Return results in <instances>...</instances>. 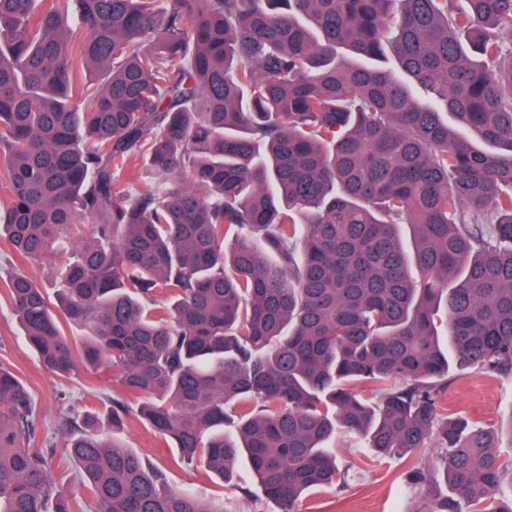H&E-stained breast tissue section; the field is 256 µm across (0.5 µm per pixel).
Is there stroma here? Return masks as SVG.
<instances>
[{"label": "stroma", "mask_w": 512, "mask_h": 512, "mask_svg": "<svg viewBox=\"0 0 512 512\" xmlns=\"http://www.w3.org/2000/svg\"><path fill=\"white\" fill-rule=\"evenodd\" d=\"M1 361L10 363L34 393L40 417L38 434L59 449L68 442L65 430L55 424L60 414L72 408L98 412L112 397L111 383L86 372L68 378L47 372L26 347L22 329L3 299ZM442 401L448 411L462 414L476 425L492 426L512 417V379L454 369L448 375ZM118 440L162 471L170 490H191L223 506L224 512H280L279 505L264 496L247 464L238 465L235 484L225 483L202 463H182L176 449L165 447L162 439L135 417L126 420ZM333 446L344 471L340 482L306 493L297 512H410L413 502L403 477L408 467L406 457L375 455L363 447L356 434L344 430L337 434Z\"/></svg>", "instance_id": "35a3bbf8"}]
</instances>
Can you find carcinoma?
I'll list each match as a JSON object with an SVG mask.
<instances>
[{"label":"carcinoma","instance_id":"1","mask_svg":"<svg viewBox=\"0 0 512 512\" xmlns=\"http://www.w3.org/2000/svg\"><path fill=\"white\" fill-rule=\"evenodd\" d=\"M507 33L512 0H0V238L58 310L0 281L46 371L112 378L106 421L59 417L92 512H224L108 436L131 415L281 512L338 483L341 429L437 450L415 512H512V416L441 405L453 366L512 376ZM37 435L1 362L0 512H84ZM14 264L21 270H24L28 275L40 281L47 289L54 303L53 307L56 308L55 296L58 289V284L55 279L50 275L48 265L40 261H25L16 258L11 252L5 240L0 239V267H8Z\"/></svg>","mask_w":512,"mask_h":512}]
</instances>
